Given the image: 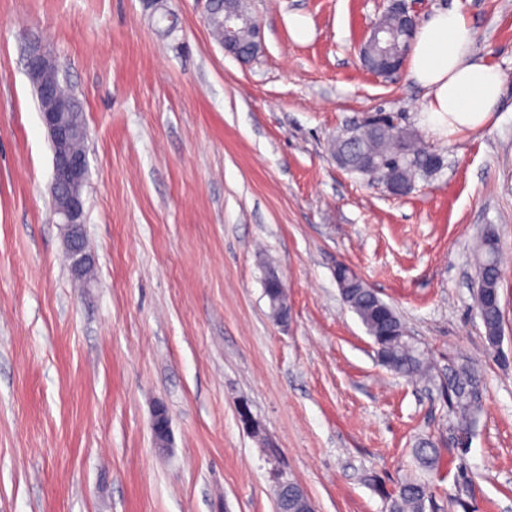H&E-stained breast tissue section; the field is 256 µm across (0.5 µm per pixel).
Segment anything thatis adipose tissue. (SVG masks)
<instances>
[{"instance_id":"adipose-tissue-1","label":"adipose tissue","mask_w":512,"mask_h":512,"mask_svg":"<svg viewBox=\"0 0 512 512\" xmlns=\"http://www.w3.org/2000/svg\"><path fill=\"white\" fill-rule=\"evenodd\" d=\"M474 39L470 23L455 8L435 13L415 33L409 75L427 91L424 111L435 131L479 130L497 109L503 77L497 66L472 60Z\"/></svg>"}]
</instances>
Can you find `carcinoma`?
<instances>
[{"label":"carcinoma","mask_w":512,"mask_h":512,"mask_svg":"<svg viewBox=\"0 0 512 512\" xmlns=\"http://www.w3.org/2000/svg\"><path fill=\"white\" fill-rule=\"evenodd\" d=\"M206 22L213 37L224 43V10L212 12ZM361 127L363 131L359 132V138L350 141L337 138L333 142L334 156L347 157L352 172H360L368 161L378 163L401 150L406 154V161L400 177L408 186H414L417 178L436 171L434 163L425 161L427 149L415 133L399 131L376 116L362 123ZM474 260L477 294L481 298L476 307L485 329V338L492 348L497 349L502 329L499 296L502 271L499 241L493 232L486 231L480 237L474 250ZM336 277L344 284L343 302L359 317L373 339L379 362L411 381L432 379L434 366L429 353L406 335L407 327L396 310L348 266L338 267ZM446 398L460 425L468 424L481 410L480 375L473 366L461 363L450 370ZM414 455L424 469L434 470L442 465L438 448L429 440L420 442L414 448ZM379 492L388 500L389 512H427L432 505L430 486L418 478L404 480L391 492L383 488Z\"/></svg>","instance_id":"cac0c4a2"}]
</instances>
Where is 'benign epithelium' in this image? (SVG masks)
Masks as SVG:
<instances>
[{
  "instance_id": "7a95c632",
  "label": "benign epithelium",
  "mask_w": 512,
  "mask_h": 512,
  "mask_svg": "<svg viewBox=\"0 0 512 512\" xmlns=\"http://www.w3.org/2000/svg\"><path fill=\"white\" fill-rule=\"evenodd\" d=\"M387 13L397 18L398 25L408 33L415 31L419 22L417 11L407 0H390ZM248 29L257 46L260 40V25L250 15L242 13L238 0H224V28L233 32L239 28ZM389 24L379 20L367 31L361 46L360 55L364 66L372 73L389 77L403 68L404 55L387 54L378 59L389 42ZM55 65L54 57L47 51L42 41L29 42L26 56V70L29 80L49 106L41 111V118L53 147L52 197L55 200L53 215L64 229L67 253L71 260V271L80 279L87 278L91 269V257L86 252L84 238V199L83 188L89 179L87 154L73 148L79 137L87 138V126L80 128L67 120L65 100L61 98V88L43 80L44 72ZM150 429L156 447L166 448L171 439V418L167 408L158 404L151 414Z\"/></svg>"
}]
</instances>
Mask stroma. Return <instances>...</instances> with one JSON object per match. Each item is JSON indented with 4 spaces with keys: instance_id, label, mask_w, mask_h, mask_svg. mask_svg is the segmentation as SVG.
Returning a JSON list of instances; mask_svg holds the SVG:
<instances>
[{
    "instance_id": "1",
    "label": "stroma",
    "mask_w": 512,
    "mask_h": 512,
    "mask_svg": "<svg viewBox=\"0 0 512 512\" xmlns=\"http://www.w3.org/2000/svg\"><path fill=\"white\" fill-rule=\"evenodd\" d=\"M246 3L263 41L248 63L211 37L206 0H168V35L143 0H0V512H275L285 479L317 512H387L382 490L410 477L429 483L434 512H512V0H418L423 20L458 6L476 58L504 77L489 124L452 136L430 130L408 71L361 63L388 0ZM32 36L88 127L86 291L53 215ZM378 112L444 157L403 197L330 151ZM489 228L505 364L474 299L472 250ZM340 264L429 350L435 385L378 362ZM270 266L284 323L264 293ZM452 361L482 378L463 451L443 392ZM157 402L172 419L164 450ZM423 438L451 470L418 466ZM150 429L157 448H168L171 439V418L167 408L158 404L151 414Z\"/></svg>"
}]
</instances>
